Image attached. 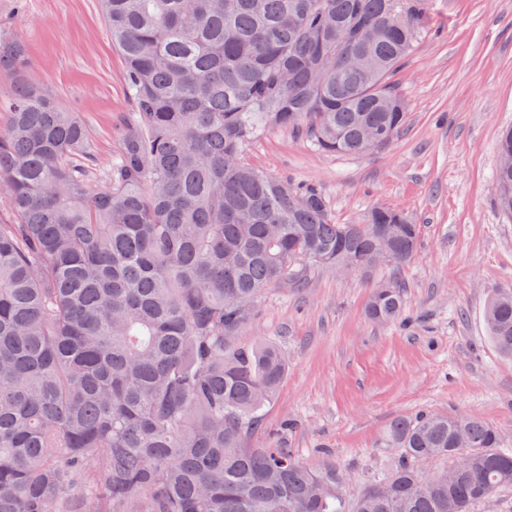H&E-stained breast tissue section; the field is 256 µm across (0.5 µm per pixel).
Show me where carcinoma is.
<instances>
[{"instance_id": "cac0c4a2", "label": "carcinoma", "mask_w": 512, "mask_h": 512, "mask_svg": "<svg viewBox=\"0 0 512 512\" xmlns=\"http://www.w3.org/2000/svg\"><path fill=\"white\" fill-rule=\"evenodd\" d=\"M134 112L101 175L77 112L28 77L24 40L0 34V512H470L512 487V448L467 414L398 416L392 465L345 495L331 460L250 448L287 362L237 347L261 295L306 265L395 270L421 226L376 206L338 224L315 185L256 171L247 147L288 130L360 155L407 120L395 76L428 0H99ZM101 179L104 186L93 183ZM512 213V166L494 174ZM368 315L403 322L398 278ZM512 354V288L485 311ZM469 440V466L448 478Z\"/></svg>"}]
</instances>
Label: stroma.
I'll use <instances>...</instances> for the list:
<instances>
[{
	"mask_svg": "<svg viewBox=\"0 0 512 512\" xmlns=\"http://www.w3.org/2000/svg\"><path fill=\"white\" fill-rule=\"evenodd\" d=\"M0 31L22 34L31 77L82 114L105 168L133 104L98 0H26L22 11L0 0ZM397 81L408 117L385 148L329 155L274 130L247 151L263 173L315 184L338 223H361L381 205L421 226L401 272L412 328L366 312L386 269L314 266L304 287L265 294L237 339L275 341L288 363L248 446L334 460L350 492L390 467L379 440L398 415H475L512 448V357L490 341L484 318L492 292L512 288V215L494 184L498 139L512 127V0H433Z\"/></svg>",
	"mask_w": 512,
	"mask_h": 512,
	"instance_id": "stroma-1",
	"label": "stroma"
}]
</instances>
